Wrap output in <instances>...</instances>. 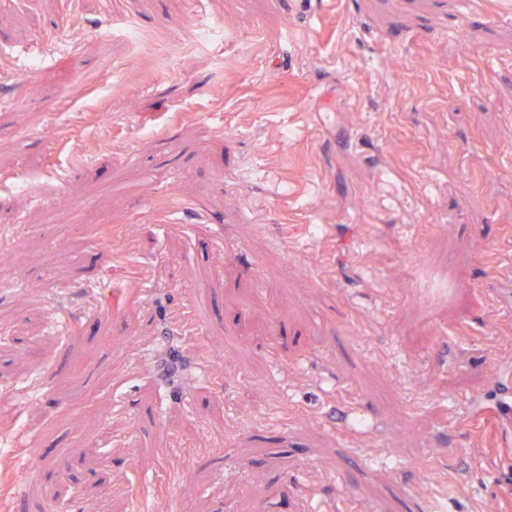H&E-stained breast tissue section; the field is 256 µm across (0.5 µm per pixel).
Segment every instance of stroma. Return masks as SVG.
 <instances>
[{
	"label": "stroma",
	"mask_w": 512,
	"mask_h": 512,
	"mask_svg": "<svg viewBox=\"0 0 512 512\" xmlns=\"http://www.w3.org/2000/svg\"><path fill=\"white\" fill-rule=\"evenodd\" d=\"M511 272L512 0H0V436L76 462L0 512H512ZM199 286L185 409L130 363Z\"/></svg>",
	"instance_id": "35a3bbf8"
}]
</instances>
